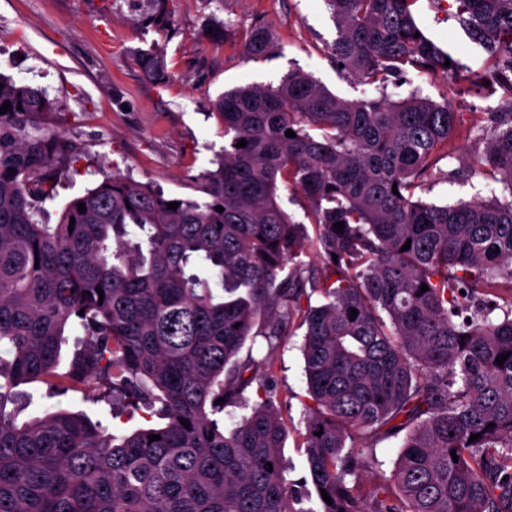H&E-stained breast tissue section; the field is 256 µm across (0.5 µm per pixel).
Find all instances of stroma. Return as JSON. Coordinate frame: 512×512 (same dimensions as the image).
<instances>
[{
    "label": "stroma",
    "mask_w": 512,
    "mask_h": 512,
    "mask_svg": "<svg viewBox=\"0 0 512 512\" xmlns=\"http://www.w3.org/2000/svg\"><path fill=\"white\" fill-rule=\"evenodd\" d=\"M154 0H0V74L45 89L58 101L54 128L78 146L69 186L59 200L47 203L56 215L63 199L93 185L97 170L151 181L170 195L199 194L195 175L209 169L224 145V128L212 115L211 102L224 91L253 83H278L292 70L318 79L336 96L360 100L387 96L398 102L420 94L451 105L463 120L473 114L512 110V92H470L467 83L450 82L445 73L412 72L392 77L384 87L367 85L338 70L327 48L337 37L326 0H168L170 24L149 25ZM455 0H415L412 14L423 32L452 58L481 72L484 55L459 25ZM229 26L230 36L211 41L213 23ZM270 27L277 37L274 53L260 59L243 51L242 38L252 26ZM158 50L165 62L161 79L145 77L136 57L140 50ZM477 141L463 138L448 145L435 177L425 181L422 199L453 205L473 197H505L496 185L464 165ZM302 334L275 348L261 347L270 360L277 404L286 422L281 450L284 476L295 489L296 512H319L301 447L305 431L306 378ZM14 405L24 422L51 408L84 412L112 425L108 406L84 402L80 393H52L41 382L22 385ZM402 438L377 444L376 458L362 471V490L370 492L390 476Z\"/></svg>",
    "instance_id": "1"
}]
</instances>
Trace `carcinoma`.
I'll return each mask as SVG.
<instances>
[{
	"label": "carcinoma",
	"mask_w": 512,
	"mask_h": 512,
	"mask_svg": "<svg viewBox=\"0 0 512 512\" xmlns=\"http://www.w3.org/2000/svg\"><path fill=\"white\" fill-rule=\"evenodd\" d=\"M327 2L328 53L367 84L441 70L481 93L512 86V0H456L486 55L479 76L422 32L413 0ZM274 44L264 25L244 35L252 58ZM137 63L163 74L151 48ZM5 103L0 512H296L270 367L240 352L299 329L302 445L332 500L322 512H512V112L491 113L485 148L467 156L509 197L439 206L418 189L450 141L481 138L482 119L464 128L418 97L346 100L290 71L213 102L224 149L197 177L203 197L104 172L48 224L44 204L66 187L78 147L51 127L59 106L42 90L0 75ZM282 184L304 200L314 239L278 201ZM309 241L319 269L303 260ZM68 330L84 338L61 372ZM34 381L164 424L117 435L59 409L19 425L7 405ZM236 405L250 412L227 431L216 415ZM403 431L391 476L362 493L365 452Z\"/></svg>",
	"instance_id": "1"
}]
</instances>
